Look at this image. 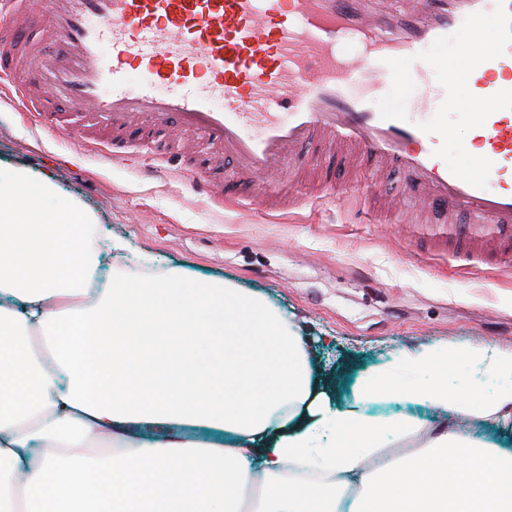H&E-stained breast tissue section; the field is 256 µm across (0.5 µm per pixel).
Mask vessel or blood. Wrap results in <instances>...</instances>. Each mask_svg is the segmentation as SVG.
Returning <instances> with one entry per match:
<instances>
[{"instance_id": "vessel-or-blood-1", "label": "vessel or blood", "mask_w": 512, "mask_h": 512, "mask_svg": "<svg viewBox=\"0 0 512 512\" xmlns=\"http://www.w3.org/2000/svg\"><path fill=\"white\" fill-rule=\"evenodd\" d=\"M25 3L0 0V73L20 68L41 89L21 95L23 111L61 100L104 129L199 135L207 151L186 174L219 204L239 201L211 177L225 160L277 198L283 166L325 138L401 170L420 205L469 213L474 225L448 227L453 247L512 246V109L492 113L465 144L492 162L480 189L436 156L440 136L377 107L392 84L386 59L414 57L412 75L423 78L430 66L419 52L471 14L512 15V0H45L37 14ZM33 27L50 55L28 41ZM468 88L479 97L512 90V44L479 64Z\"/></svg>"}]
</instances>
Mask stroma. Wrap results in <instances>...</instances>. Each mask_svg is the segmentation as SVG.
I'll return each instance as SVG.
<instances>
[{
  "instance_id": "35a3bbf8",
  "label": "stroma",
  "mask_w": 512,
  "mask_h": 512,
  "mask_svg": "<svg viewBox=\"0 0 512 512\" xmlns=\"http://www.w3.org/2000/svg\"><path fill=\"white\" fill-rule=\"evenodd\" d=\"M85 113L18 111L0 90V169L50 177L61 196L122 241L126 274L180 268L267 299L303 337L317 377L337 404L401 348L495 341L512 347V266L438 244L446 218L386 204L406 178L372 160L305 147L284 169V189L307 193L287 211L264 209L261 190L219 206L194 193L151 144L129 140L110 157L77 148ZM335 193H328V184Z\"/></svg>"
}]
</instances>
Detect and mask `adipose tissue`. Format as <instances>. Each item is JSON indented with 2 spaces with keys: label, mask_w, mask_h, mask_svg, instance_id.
<instances>
[{
  "label": "adipose tissue",
  "mask_w": 512,
  "mask_h": 512,
  "mask_svg": "<svg viewBox=\"0 0 512 512\" xmlns=\"http://www.w3.org/2000/svg\"><path fill=\"white\" fill-rule=\"evenodd\" d=\"M122 248L0 176V512H512V449L416 412L512 428V348H404L340 408L268 302L105 265ZM417 412L421 417H423L426 421L429 423H448V421H455L457 426L462 431L472 432L474 429H472V425L465 419L460 418L455 413H452L448 410V415L445 414L443 411L431 407V406H425V407H417Z\"/></svg>",
  "instance_id": "1"
}]
</instances>
